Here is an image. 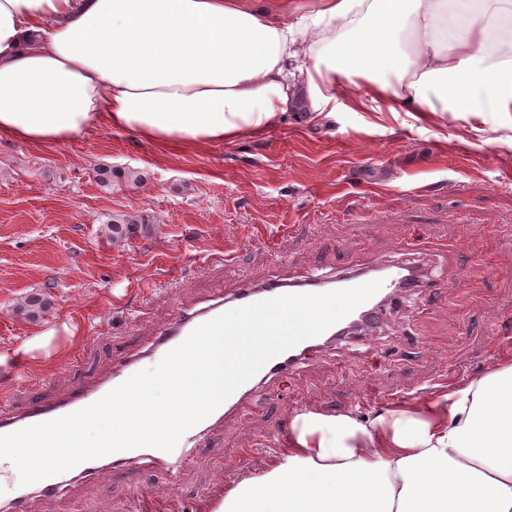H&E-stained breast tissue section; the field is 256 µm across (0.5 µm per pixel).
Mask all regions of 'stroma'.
Here are the masks:
<instances>
[{
	"instance_id": "1",
	"label": "stroma",
	"mask_w": 512,
	"mask_h": 512,
	"mask_svg": "<svg viewBox=\"0 0 512 512\" xmlns=\"http://www.w3.org/2000/svg\"><path fill=\"white\" fill-rule=\"evenodd\" d=\"M328 122L286 113L263 136L161 150L100 125L57 145L0 139V400L26 403L32 377L57 398L147 351L176 308L243 282L302 280L419 261L433 281L401 292L366 332L305 353L225 417L170 486L141 461L71 481L23 512H212L225 485L271 462L301 412L381 411L491 369L512 352V113L446 112L415 120L414 103L379 110L337 84ZM100 167L140 183L97 181ZM141 215L152 234L113 245L103 225ZM51 308L33 321L15 303ZM52 328L56 351L29 361L24 344ZM51 307L49 298L39 292H33L22 298L16 305L15 311L18 315L29 320H35L43 317Z\"/></svg>"
}]
</instances>
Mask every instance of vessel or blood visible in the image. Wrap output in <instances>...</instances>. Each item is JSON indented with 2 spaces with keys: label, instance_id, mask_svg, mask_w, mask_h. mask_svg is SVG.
Returning <instances> with one entry per match:
<instances>
[{
  "label": "vessel or blood",
  "instance_id": "1",
  "mask_svg": "<svg viewBox=\"0 0 512 512\" xmlns=\"http://www.w3.org/2000/svg\"><path fill=\"white\" fill-rule=\"evenodd\" d=\"M361 283V276L339 275L310 281L307 291L311 294H323L355 287L361 285ZM291 292L292 288L286 281L272 279L259 286L243 285L233 296L228 298L220 296L210 299L196 310L180 313L159 334L150 349V353L155 358H163L166 353L183 342L196 327L220 314L241 306L288 295ZM335 334V328H328L323 336L304 340L271 359L256 375L239 386L210 416L189 429L173 451L167 452L151 447L124 450L112 453V462L125 463L135 459L157 461L170 474H178L192 462L194 450L198 447L201 439L215 428L227 412L237 408L246 395L257 392L267 376L298 369L301 364V356L305 350L320 347L323 338H329L335 336ZM137 362V356H129L128 359L122 362L120 369L112 375L89 384L72 386L64 397L56 400L37 399L28 401L25 409L17 413L13 412L9 405L1 403L0 435L10 434L35 424L54 420L97 402L135 374Z\"/></svg>",
  "mask_w": 512,
  "mask_h": 512
}]
</instances>
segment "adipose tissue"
<instances>
[{
	"label": "adipose tissue",
	"instance_id": "ef3b65f1",
	"mask_svg": "<svg viewBox=\"0 0 512 512\" xmlns=\"http://www.w3.org/2000/svg\"><path fill=\"white\" fill-rule=\"evenodd\" d=\"M340 79L424 118L512 112V0H0V138L257 136L329 119ZM214 512H512V360L368 425L296 414Z\"/></svg>",
	"mask_w": 512,
	"mask_h": 512
}]
</instances>
